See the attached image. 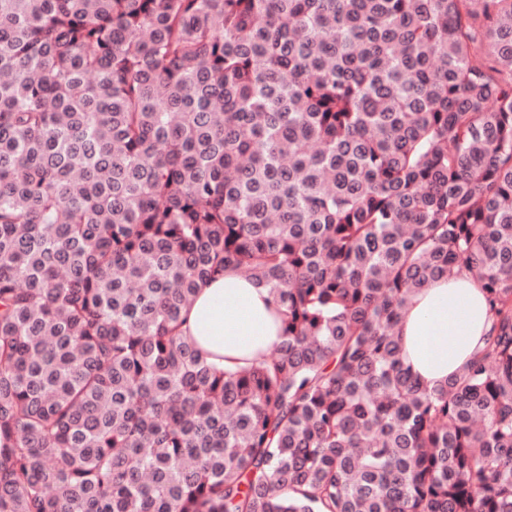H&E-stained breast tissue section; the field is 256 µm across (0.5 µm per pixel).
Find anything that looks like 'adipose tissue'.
<instances>
[{
    "mask_svg": "<svg viewBox=\"0 0 512 512\" xmlns=\"http://www.w3.org/2000/svg\"><path fill=\"white\" fill-rule=\"evenodd\" d=\"M492 324L480 282L464 274L439 278L402 312L405 361L422 384L434 387L473 360ZM181 329L217 368L235 370L280 342L281 314L265 289L228 268L199 286Z\"/></svg>",
    "mask_w": 512,
    "mask_h": 512,
    "instance_id": "obj_1",
    "label": "adipose tissue"
}]
</instances>
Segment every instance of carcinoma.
<instances>
[{
  "label": "carcinoma",
  "mask_w": 512,
  "mask_h": 512,
  "mask_svg": "<svg viewBox=\"0 0 512 512\" xmlns=\"http://www.w3.org/2000/svg\"><path fill=\"white\" fill-rule=\"evenodd\" d=\"M228 267L283 336L219 371ZM0 512H512V0H0ZM281 314L264 288L232 268L201 284L182 312V336L218 369L260 361L281 340ZM492 324L481 283L462 274L439 278L414 294L403 309L398 336L406 363L432 388L473 360Z\"/></svg>",
  "instance_id": "carcinoma-1"
}]
</instances>
